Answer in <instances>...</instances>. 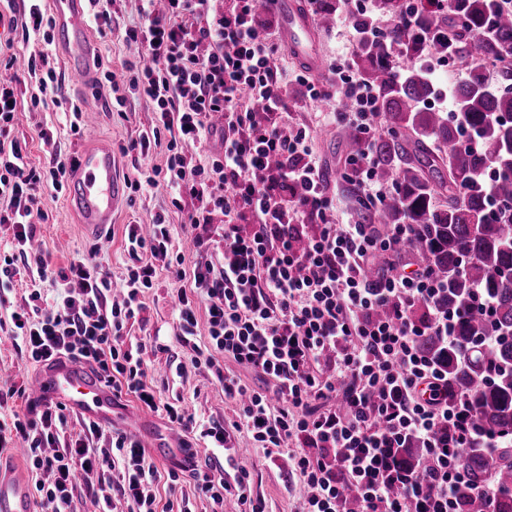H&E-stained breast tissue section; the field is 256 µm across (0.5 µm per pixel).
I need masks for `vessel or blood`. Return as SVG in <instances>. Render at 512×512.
<instances>
[{"label":"vessel or blood","mask_w":512,"mask_h":512,"mask_svg":"<svg viewBox=\"0 0 512 512\" xmlns=\"http://www.w3.org/2000/svg\"><path fill=\"white\" fill-rule=\"evenodd\" d=\"M58 45L67 61V85L84 91L95 80L96 37L89 25V0H48ZM279 18L289 50L309 68H317L316 30L310 16L297 0H259ZM87 145L70 167L65 183V202L77 212L86 231L95 237L111 225L112 217L124 198V185L112 161L111 146L93 130H86ZM32 403L61 404L84 419L101 425L111 424L118 401L111 387L104 384L87 365L61 358L43 365L28 383ZM24 451L12 449L0 455V512H32L31 485L18 462Z\"/></svg>","instance_id":"vessel-or-blood-1"}]
</instances>
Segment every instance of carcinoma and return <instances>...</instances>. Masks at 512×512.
<instances>
[{
  "label": "carcinoma",
  "mask_w": 512,
  "mask_h": 512,
  "mask_svg": "<svg viewBox=\"0 0 512 512\" xmlns=\"http://www.w3.org/2000/svg\"><path fill=\"white\" fill-rule=\"evenodd\" d=\"M423 25L401 32L403 55L415 62L431 51H449L468 72V80L453 88L456 118L428 107L433 85L424 69L411 66L394 72L386 45L375 38L361 41L353 67L379 92V111L390 132L374 144L376 177L396 181L386 205L360 207L363 224H409L418 248L435 277L447 288L443 307L462 315L455 343L448 347L428 336L423 351L448 368V391L472 401L479 445L498 449L496 460L467 455L473 490L459 500L458 512H512V223L488 215L487 195L512 196V92L490 88L485 63L512 55V9L498 0H448V11L433 17L421 0ZM499 11L495 29L483 25L487 14ZM473 131L479 147L463 142ZM348 154L363 148L352 126L338 132ZM484 289L494 304L492 326L468 311L473 290ZM491 336L490 346L481 336ZM496 492H483L487 473Z\"/></svg>",
  "instance_id": "1"
}]
</instances>
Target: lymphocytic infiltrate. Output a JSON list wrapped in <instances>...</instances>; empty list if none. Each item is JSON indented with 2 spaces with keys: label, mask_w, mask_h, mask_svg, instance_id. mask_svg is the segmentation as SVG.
<instances>
[{
  "label": "lymphocytic infiltrate",
  "mask_w": 512,
  "mask_h": 512,
  "mask_svg": "<svg viewBox=\"0 0 512 512\" xmlns=\"http://www.w3.org/2000/svg\"><path fill=\"white\" fill-rule=\"evenodd\" d=\"M140 25L122 40L139 46L149 66L132 67L123 83L111 71L98 79L111 109L125 117L129 95L154 105L148 130L129 144L149 156L167 143L164 167L131 181L166 185L188 197L187 222L196 245H204L216 217H223L222 260L196 264L188 289L179 290L178 341L195 354V364L212 370L234 405L225 423H198L186 408L162 401L145 382V345L126 330L145 306L141 297L166 256L170 217L157 214L149 228L127 225L125 248L134 259L120 297L93 257L72 261L60 272L61 291L52 305L31 292L11 314L8 334L21 343L28 362L67 356L93 366L115 396L134 395L150 411L164 412L182 432L199 433L210 444L205 467L188 472L210 512H224L234 494L243 512H266L252 499L249 474L235 466L226 478L220 456L231 431L246 430L270 460L293 449V470L303 484L305 512H348L355 494L362 512H455L457 499L472 488L465 452L476 436L475 411L466 400L448 397V373L422 351L423 337L454 340L456 312L440 306L444 293L428 265L408 271L394 260L411 240L410 225H374L336 220L327 181L315 158L309 127L289 120L287 88L306 85L311 100L324 89L279 64L276 33L262 25L254 0H138ZM342 19L355 22L356 38L384 39L389 57L399 56L397 30L418 18L415 0L402 13L381 20L377 0H340ZM33 103L67 106L71 132H79L82 111L66 103L62 80L47 53L29 55ZM336 82L354 99V110H337V122L354 126L364 147L346 156L342 177L357 182L362 201L378 209L395 189L375 174V140L384 128L375 87L359 78L351 63L336 69ZM262 111H255L254 103ZM18 92L0 80V224L12 239L0 258V306L21 269L46 273L33 249L32 222L38 191L62 192L66 159L48 170L30 167L17 141L8 137ZM224 119V140L206 161L194 150L210 141L214 115ZM207 302V342L196 341V298ZM256 373L259 388L243 384L236 368ZM63 406H43L35 416H15L0 425V447L14 438L28 444V460L39 512H78L74 492L85 484L98 512H114V499L135 504L136 512H158L154 486L160 475L141 443L124 432L110 445L96 446L103 430L85 423L84 433L65 439ZM418 446L424 457L401 463V449ZM117 473L114 495L93 480Z\"/></svg>",
  "instance_id": "obj_1"
}]
</instances>
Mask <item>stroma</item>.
<instances>
[{
  "mask_svg": "<svg viewBox=\"0 0 512 512\" xmlns=\"http://www.w3.org/2000/svg\"><path fill=\"white\" fill-rule=\"evenodd\" d=\"M318 35L320 65L317 70L311 71L310 76L323 88L330 90L336 84L332 69L337 60L354 55V30L351 23L338 18L330 26L319 28ZM19 93L18 120L10 135L25 144L31 165L45 170L49 168L55 154L73 157L83 146L84 140L82 136L71 134L63 110L51 104L33 105L30 101L32 89L29 81L20 82ZM66 96L81 106L83 129L95 130L111 140L125 181L138 179L145 169L164 166V148H157L146 158L127 149L130 140L150 126L153 117V104L150 100H132V112L128 120L124 121L108 112L104 101L97 96L73 90L67 91ZM288 107L291 122L314 130L312 149L326 172L328 194L336 207L338 220L356 218L358 203L355 187L340 176L345 153L336 141L326 136L327 131L335 127L333 102L325 99L310 100L304 87L293 84L288 91ZM44 132L53 134L55 147L43 144L40 135ZM171 200L169 189L162 186L147 187L136 193L128 192L124 210L104 232L102 239L96 240L89 237L70 214L63 194L45 189L40 204L45 217L37 222L34 246L45 255L51 276L37 282L30 272H22L13 282L9 297L12 304H22L36 285L40 286L44 296H54L58 286L56 273L66 269L74 258L88 253L95 246L100 249L97 262L108 273L113 287H120L131 265L124 244L127 225L149 224L157 213L168 212V255L158 263V276L153 287L146 289L142 296L145 305L143 320L134 324L130 333L144 339L151 334H159L161 342L169 347L168 352L153 357L147 371L148 384L160 394L162 400L181 401L189 409L195 410L200 419L221 422L232 416V409L224 400L221 385L211 370L194 364L191 351L177 341L180 329L173 301L182 283L176 278L171 266L172 261L178 260L183 269L188 270L195 263L218 260L221 257V245L214 239L206 249L195 251L189 230L184 224L186 215L174 210ZM235 445L244 451L240 464L250 473V495L264 502L266 512H303V489L298 477L292 472L289 456L269 460L264 449L257 447L250 436L243 432L236 434Z\"/></svg>",
  "mask_w": 512,
  "mask_h": 512,
  "instance_id": "stroma-1",
  "label": "stroma"
}]
</instances>
